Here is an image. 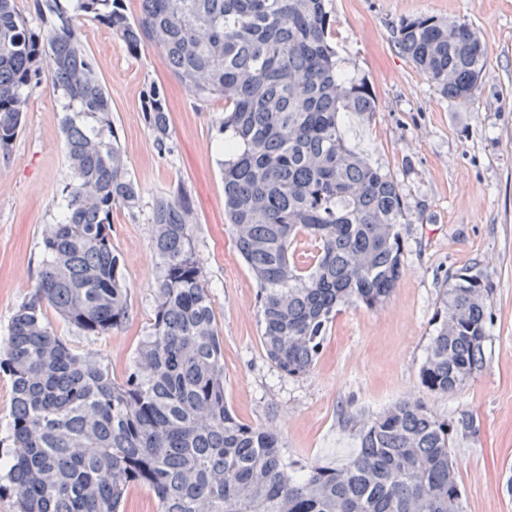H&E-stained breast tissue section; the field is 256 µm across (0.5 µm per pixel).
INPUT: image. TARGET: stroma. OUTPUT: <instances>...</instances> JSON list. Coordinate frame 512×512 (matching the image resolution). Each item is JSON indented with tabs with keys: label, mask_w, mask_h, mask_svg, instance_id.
I'll list each match as a JSON object with an SVG mask.
<instances>
[{
	"label": "stroma",
	"mask_w": 512,
	"mask_h": 512,
	"mask_svg": "<svg viewBox=\"0 0 512 512\" xmlns=\"http://www.w3.org/2000/svg\"><path fill=\"white\" fill-rule=\"evenodd\" d=\"M336 52L372 85L373 117L351 115L350 142L389 169L402 188L404 275L383 307L348 306L336 316L315 368L291 378L264 351L257 288L224 222V158L216 124L222 101L192 97L165 67L160 48L129 55L94 21L82 30L111 97L139 210L112 213L123 257L129 315L118 329L83 336L56 313L53 331L77 353H93L122 378L155 304L157 258L149 216L157 197L183 185L195 208L197 259L224 341V397L238 418L277 430L286 460L339 466L358 448L359 419L419 399L448 419L465 512H512V0H329ZM465 22L487 49L470 101L448 99L395 42L419 15ZM167 94L171 152L159 153L141 111L149 83ZM71 171L56 92L42 83L25 124L0 151V340L40 270L41 236ZM467 268L494 288L482 371L459 390H427L420 369L443 288Z\"/></svg>",
	"instance_id": "1"
}]
</instances>
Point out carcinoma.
I'll return each instance as SVG.
<instances>
[{"label":"carcinoma","instance_id":"cac0c4a2","mask_svg":"<svg viewBox=\"0 0 512 512\" xmlns=\"http://www.w3.org/2000/svg\"><path fill=\"white\" fill-rule=\"evenodd\" d=\"M142 2L132 20L124 0H34L33 26L16 0H0V150L18 137L45 72L64 100L73 172L43 231L38 280L0 348L13 448L0 495L15 494L17 512H124L137 488L157 512H463L450 423L420 400L364 424L345 465L310 463L294 477L278 434L233 414L194 205L181 186L151 211L156 304L127 374L113 378L100 356L77 354L54 333L49 308L85 336L126 321L112 211L141 201L84 46L85 18L132 55L154 43L194 98L224 101V218L258 288L267 358L281 371L309 374L341 307L381 306L404 272L403 195L347 139V114H372L374 96L340 67L326 0ZM396 44L452 100H470L486 68L464 22L405 19ZM141 105L156 148L170 151L163 89L145 87ZM301 237L314 242L307 264L296 254ZM491 294L467 269L444 287L420 371L428 390L454 392L482 370Z\"/></svg>","mask_w":512,"mask_h":512}]
</instances>
